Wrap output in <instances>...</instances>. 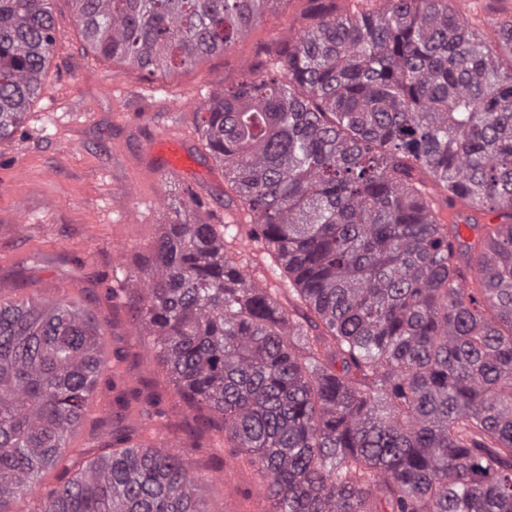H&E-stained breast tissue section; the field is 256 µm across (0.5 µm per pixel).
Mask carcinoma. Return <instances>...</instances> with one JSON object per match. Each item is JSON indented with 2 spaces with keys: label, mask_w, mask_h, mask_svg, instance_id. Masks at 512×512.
Instances as JSON below:
<instances>
[{
  "label": "carcinoma",
  "mask_w": 512,
  "mask_h": 512,
  "mask_svg": "<svg viewBox=\"0 0 512 512\" xmlns=\"http://www.w3.org/2000/svg\"><path fill=\"white\" fill-rule=\"evenodd\" d=\"M85 40L150 73L222 52L288 0H72ZM282 64L213 95L198 130L288 275L229 255L233 225L177 209L129 297L176 390L218 414L272 512H512V19L456 0H311ZM51 0H0V138L53 51ZM509 222L461 240L439 204ZM64 299H0V512L74 451L108 362ZM61 476L32 512H207L151 436ZM461 14L487 34L494 22L512 13V0H460ZM231 249L232 257L255 282L263 288H270L283 304L288 302V280L283 277L274 257L260 242L242 234Z\"/></svg>",
  "instance_id": "1"
}]
</instances>
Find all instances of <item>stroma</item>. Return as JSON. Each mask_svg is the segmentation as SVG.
Returning a JSON list of instances; mask_svg holds the SVG:
<instances>
[{
	"instance_id": "1",
	"label": "stroma",
	"mask_w": 512,
	"mask_h": 512,
	"mask_svg": "<svg viewBox=\"0 0 512 512\" xmlns=\"http://www.w3.org/2000/svg\"><path fill=\"white\" fill-rule=\"evenodd\" d=\"M308 8V0H289L224 52L150 74L94 51L71 0H53L56 43L42 90L21 129L0 139V296L75 301L102 326L106 352L124 355L109 383L91 396L72 437L84 450L74 467L101 454L109 434L144 431L146 420L114 404L118 391L134 388L159 398L157 438L204 479L207 512H269L266 481L207 425L208 410L177 393L130 304L107 291L137 273L189 194L204 204L197 220L227 219L224 170L197 131L195 114L213 93L250 77L264 48L302 30ZM172 130L189 137L198 171L159 173L155 144ZM231 255L255 282L287 301L288 281L260 242L240 236Z\"/></svg>"
}]
</instances>
